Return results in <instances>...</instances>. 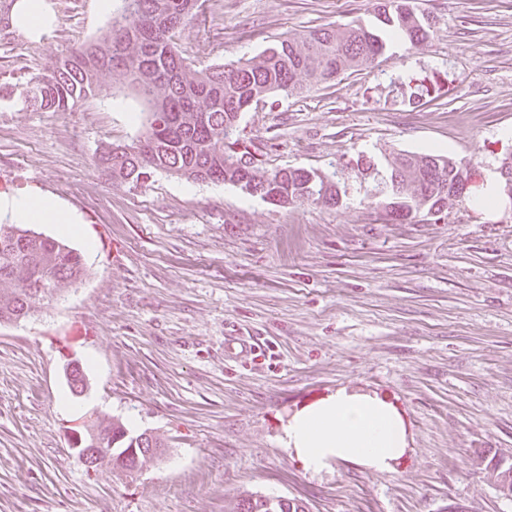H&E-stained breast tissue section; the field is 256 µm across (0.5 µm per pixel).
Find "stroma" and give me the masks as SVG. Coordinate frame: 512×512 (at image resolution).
Listing matches in <instances>:
<instances>
[{"label": "stroma", "mask_w": 512, "mask_h": 512, "mask_svg": "<svg viewBox=\"0 0 512 512\" xmlns=\"http://www.w3.org/2000/svg\"><path fill=\"white\" fill-rule=\"evenodd\" d=\"M57 26L0 39V196L52 197L79 225L82 284L0 326V512H226L246 494L306 512H512L472 453L512 456V212L449 200L441 220L389 221L364 203L358 159L437 151L476 182L512 153V0H415L426 43L260 105L240 120L262 171L343 159L342 207L273 205L228 184L159 172L115 183L104 145L145 128L134 95L76 112L6 102L32 71L96 40L94 0H49ZM376 0H197L177 43L193 69L251 58L280 37L375 24ZM435 100L411 99L415 85ZM259 355L229 359L224 339ZM89 388L72 396L63 367ZM387 397L407 432L393 473L338 461L306 472L281 442L295 412L338 389ZM116 416L166 443L146 470L86 473L70 448ZM78 360H71L66 364L65 367V376L66 383L71 392V394L75 396H80L79 394H83L89 387V379L83 369V366L80 364L79 366ZM72 376V379L70 378Z\"/></svg>", "instance_id": "stroma-1"}]
</instances>
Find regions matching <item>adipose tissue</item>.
Listing matches in <instances>:
<instances>
[{
  "instance_id": "ef3b65f1",
  "label": "adipose tissue",
  "mask_w": 512,
  "mask_h": 512,
  "mask_svg": "<svg viewBox=\"0 0 512 512\" xmlns=\"http://www.w3.org/2000/svg\"><path fill=\"white\" fill-rule=\"evenodd\" d=\"M10 21L27 38L37 40L54 25L55 16L48 0H15ZM1 215L15 224L73 229L72 218L47 196L0 198ZM282 442L312 473L338 460L389 473L407 450L404 424L387 399L343 390L293 414L283 427Z\"/></svg>"
}]
</instances>
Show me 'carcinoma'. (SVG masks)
<instances>
[{
  "instance_id": "carcinoma-1",
  "label": "carcinoma",
  "mask_w": 512,
  "mask_h": 512,
  "mask_svg": "<svg viewBox=\"0 0 512 512\" xmlns=\"http://www.w3.org/2000/svg\"><path fill=\"white\" fill-rule=\"evenodd\" d=\"M107 32L93 44L71 48L50 73L31 72L18 99L35 111L76 112L106 91L101 77L130 88L141 102L146 131L132 145L102 148L96 164L115 182H134L154 172L196 181L224 182L280 205L325 203L341 206L340 164L326 170L281 168L259 174L261 159L240 142L241 115L258 101L270 106L279 97L301 94L348 72L372 67L390 40L425 42L434 16L412 0H380V26L362 22L343 28L321 26L276 40L260 55L198 71L180 56L176 34L192 19L196 0H119ZM360 173L373 177L365 199L404 223L425 210L439 216L451 197L475 194L466 168L437 153L392 152L383 161L364 158ZM500 194H512V153L499 166ZM88 269L69 244L21 224H0V325L35 315L41 301L81 283ZM71 394L86 392L89 379L78 361L66 364ZM80 453L95 449L93 465L131 475L152 465L164 452L163 439L144 431L132 434L112 418L93 423L77 439ZM228 512H305L281 497L250 494Z\"/></svg>"
}]
</instances>
